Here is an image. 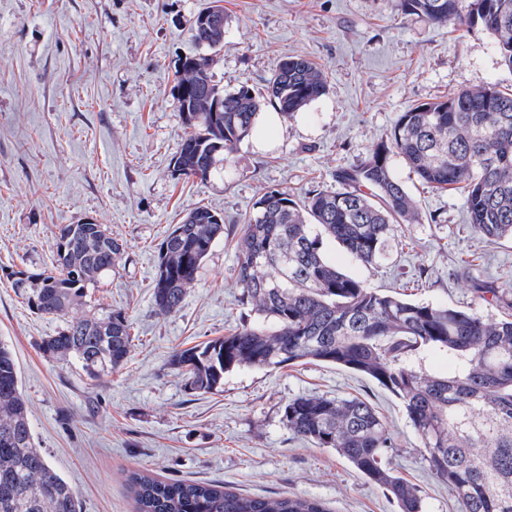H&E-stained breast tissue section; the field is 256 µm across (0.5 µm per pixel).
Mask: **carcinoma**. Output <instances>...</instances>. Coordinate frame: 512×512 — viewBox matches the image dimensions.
Returning a JSON list of instances; mask_svg holds the SVG:
<instances>
[{"label":"carcinoma","instance_id":"obj_1","mask_svg":"<svg viewBox=\"0 0 512 512\" xmlns=\"http://www.w3.org/2000/svg\"><path fill=\"white\" fill-rule=\"evenodd\" d=\"M222 0L205 11L216 20L190 22L202 48H224ZM404 18L481 29L497 40L501 63L512 70V0H396ZM212 59L189 57L177 70L175 98L185 133L175 159L179 175L204 182L270 105L292 118L327 90L324 72L303 56L278 63L261 94L243 85L226 92L213 80ZM220 97L224 111L213 114ZM400 157L421 185L464 194L466 220L490 242L512 241V89L496 85L456 92L399 113L387 138L336 176L338 188H314L301 198L265 192L243 220L237 282L258 322L229 336L181 350L171 364L194 392L210 393L237 369H275L298 362L334 364L371 378L400 400L424 457L461 512H512V288L474 282V292L509 311L486 318L473 309L411 300L367 287L336 268L323 237L355 261L385 258L401 224L422 214L395 175ZM207 207L190 211L158 248L153 300L165 313L182 308L197 273L224 225ZM122 244L104 224H65L53 243L54 263L21 271L12 287L42 315L66 316L88 286L112 271ZM120 311L74 317L38 345L46 356L75 360L92 378L119 368L131 352ZM437 350L454 365L443 375L425 368ZM283 420L296 437L333 448L368 481L388 493L400 512H424L421 487L385 462L398 447L385 417L364 398L298 396ZM137 512H328L304 497L253 498L224 486L129 477ZM0 512H79L76 493L36 447L28 404L9 348L0 343Z\"/></svg>","mask_w":512,"mask_h":512}]
</instances>
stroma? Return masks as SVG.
<instances>
[{
    "label": "stroma",
    "instance_id": "obj_1",
    "mask_svg": "<svg viewBox=\"0 0 512 512\" xmlns=\"http://www.w3.org/2000/svg\"><path fill=\"white\" fill-rule=\"evenodd\" d=\"M205 0H0V342L11 350L32 433L78 496L80 512H136L129 476L219 482L250 496H300L330 512H398L334 449L288 431L289 400L359 396L382 412L398 446L393 469L424 492L425 512H460L424 458L399 401L369 379L312 362L239 369L197 393L173 352L254 321L237 283L241 221L266 191L336 187L337 174L385 139L398 114L462 89L512 87L493 35L401 18L394 0H224V47L211 72L230 91H264L287 55L314 61L328 91L300 115L251 135L207 181L173 168L184 125L174 95L181 58L202 55L190 20ZM397 177L423 215L367 267L335 242L326 255L369 287L496 313L473 275L512 285V241L490 243L465 221L459 193L422 187L401 159ZM199 206L224 217L179 312L152 300L161 241ZM104 224L123 251L87 288L89 310L122 312L133 338L123 367L90 379L44 356L64 318L34 313L11 272L51 267L62 225Z\"/></svg>",
    "mask_w": 512,
    "mask_h": 512
}]
</instances>
